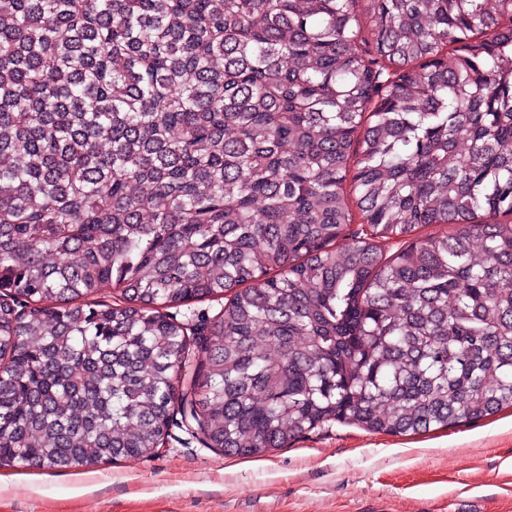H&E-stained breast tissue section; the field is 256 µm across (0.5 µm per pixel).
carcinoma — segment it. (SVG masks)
I'll return each instance as SVG.
<instances>
[{
    "mask_svg": "<svg viewBox=\"0 0 512 512\" xmlns=\"http://www.w3.org/2000/svg\"><path fill=\"white\" fill-rule=\"evenodd\" d=\"M510 215L512 0H0V463L512 407Z\"/></svg>",
    "mask_w": 512,
    "mask_h": 512,
    "instance_id": "carcinoma-1",
    "label": "carcinoma"
}]
</instances>
